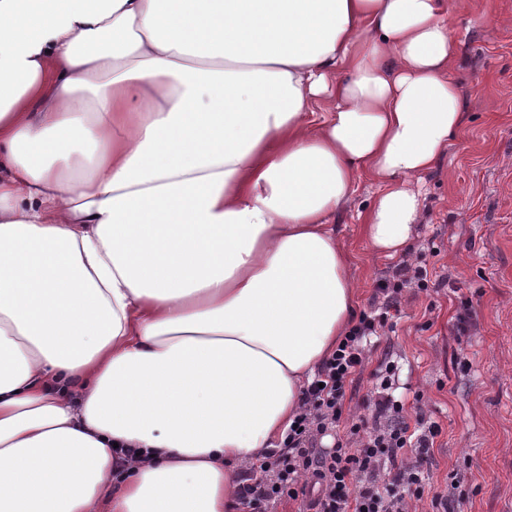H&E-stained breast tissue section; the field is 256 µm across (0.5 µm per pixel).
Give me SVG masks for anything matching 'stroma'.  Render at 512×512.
I'll use <instances>...</instances> for the list:
<instances>
[{
	"label": "stroma",
	"instance_id": "1",
	"mask_svg": "<svg viewBox=\"0 0 512 512\" xmlns=\"http://www.w3.org/2000/svg\"><path fill=\"white\" fill-rule=\"evenodd\" d=\"M448 20L461 39L452 76L466 119L423 178L405 255L432 278L404 290L375 354L397 364L407 414L442 428L412 512H512V0H452ZM377 189L362 177L336 216L361 315L395 263L365 237L360 213Z\"/></svg>",
	"mask_w": 512,
	"mask_h": 512
}]
</instances>
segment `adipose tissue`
I'll use <instances>...</instances> for the list:
<instances>
[{
  "label": "adipose tissue",
  "mask_w": 512,
  "mask_h": 512,
  "mask_svg": "<svg viewBox=\"0 0 512 512\" xmlns=\"http://www.w3.org/2000/svg\"><path fill=\"white\" fill-rule=\"evenodd\" d=\"M447 0H0V512H235L463 126Z\"/></svg>",
  "instance_id": "obj_1"
}]
</instances>
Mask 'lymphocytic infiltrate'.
Masks as SVG:
<instances>
[{
    "instance_id": "f902f5d3",
    "label": "lymphocytic infiltrate",
    "mask_w": 512,
    "mask_h": 512,
    "mask_svg": "<svg viewBox=\"0 0 512 512\" xmlns=\"http://www.w3.org/2000/svg\"><path fill=\"white\" fill-rule=\"evenodd\" d=\"M426 267L395 265L376 285L373 314L363 316L339 341L303 390L301 411L280 448L249 465L239 480L237 501L244 512H268L284 500L306 512H409L426 481L430 450L441 429L416 431L393 395L396 367L381 359L367 416L344 424L346 387L367 367L374 339L399 311L405 288H428ZM333 436L324 446V436Z\"/></svg>"
}]
</instances>
